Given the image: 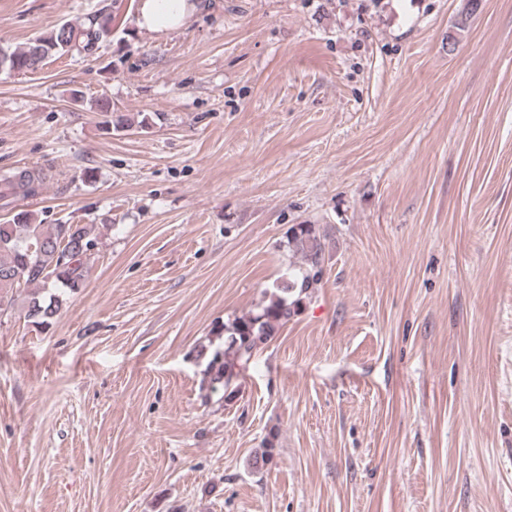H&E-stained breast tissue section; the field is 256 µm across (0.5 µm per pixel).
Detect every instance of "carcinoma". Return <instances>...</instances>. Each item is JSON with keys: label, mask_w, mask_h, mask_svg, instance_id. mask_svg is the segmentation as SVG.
Here are the masks:
<instances>
[{"label": "carcinoma", "mask_w": 512, "mask_h": 512, "mask_svg": "<svg viewBox=\"0 0 512 512\" xmlns=\"http://www.w3.org/2000/svg\"><path fill=\"white\" fill-rule=\"evenodd\" d=\"M108 16H95L87 25H56L25 46L10 52L0 50V67L25 75L44 57L62 56L77 50L87 56L96 54ZM68 33V42L60 41L59 30ZM152 117L143 114L134 121L128 115H110L105 124L124 129L132 124L150 125ZM43 178L27 170L15 173L9 186L14 200L34 197ZM94 224H41L26 210L17 212L11 222L0 224V313L1 305L11 308L20 287L36 286L48 293L32 298L25 316L38 326L47 327L61 310L67 292L80 288L88 278L89 265L81 258L85 248L96 244ZM288 252L300 259L294 275L276 282L264 292L263 300L251 311L229 318L222 325L223 342L198 352L207 358L202 371L203 383L215 390L227 388L236 366L247 364L274 338L300 309L309 288L322 273L325 244L314 224H294L288 230Z\"/></svg>", "instance_id": "cac0c4a2"}]
</instances>
